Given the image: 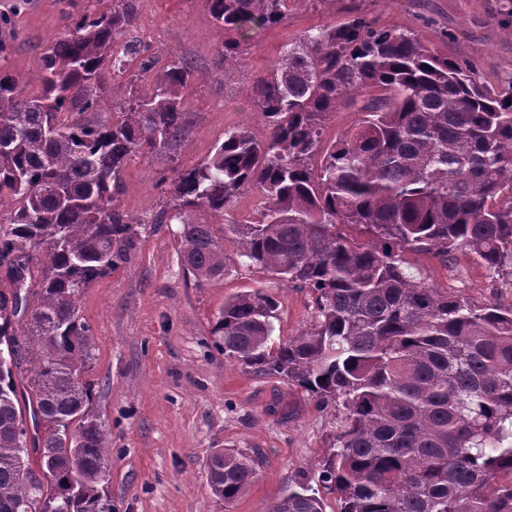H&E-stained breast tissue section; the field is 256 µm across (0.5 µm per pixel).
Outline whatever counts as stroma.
Returning <instances> with one entry per match:
<instances>
[{
	"mask_svg": "<svg viewBox=\"0 0 512 512\" xmlns=\"http://www.w3.org/2000/svg\"><path fill=\"white\" fill-rule=\"evenodd\" d=\"M506 0H355L377 26H402L451 59L481 68L499 87L512 78V16ZM91 0H0V41L6 67L27 88L41 81V57ZM339 0H297L277 28L253 38L234 83L224 81L218 52L224 31L203 0H136V19L123 43L191 59L198 79L187 97L190 137L177 161L133 157L120 205L139 218L138 241L127 262L86 288L80 312L93 329L95 358L87 373L92 407L110 438L107 491L112 512H270L312 474L333 442L332 409L280 378L225 355L212 330L225 299L260 290L279 303L273 343L310 331L311 293L272 273L239 265L226 240L229 271L206 282L186 275L178 223L159 224L168 197L157 180L173 167L202 163L225 131L264 138L245 89L266 75L282 46L310 28L339 19ZM402 259L426 285L476 302L512 304V286L493 279L470 256L449 262L422 251ZM224 448L260 461L256 477L232 503L213 497L206 461Z\"/></svg>",
	"mask_w": 512,
	"mask_h": 512,
	"instance_id": "35a3bbf8",
	"label": "stroma"
}]
</instances>
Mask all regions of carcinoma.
<instances>
[{
  "label": "carcinoma",
  "instance_id": "carcinoma-1",
  "mask_svg": "<svg viewBox=\"0 0 512 512\" xmlns=\"http://www.w3.org/2000/svg\"><path fill=\"white\" fill-rule=\"evenodd\" d=\"M294 2L205 0L224 28V82ZM102 4L43 55L37 91L0 69V512H112L78 300L135 248L140 220L120 206L129 160L173 159L189 135L193 64L118 52L134 0ZM248 93L268 135L225 132L171 179L159 219L182 224L197 282L224 275L231 235L239 264L312 293L314 327L275 349L277 303L259 290L225 300L214 326L224 354L341 413L316 486L299 483L271 512H325L324 491L338 512H512V305L451 297L401 260L464 250L512 285V79L490 87L473 64L346 6L288 42ZM107 95L112 121L87 118ZM362 96L360 126L324 143L327 117ZM249 185L264 195L258 221L215 227ZM258 465L213 453L211 493L233 503Z\"/></svg>",
  "mask_w": 512,
  "mask_h": 512
}]
</instances>
